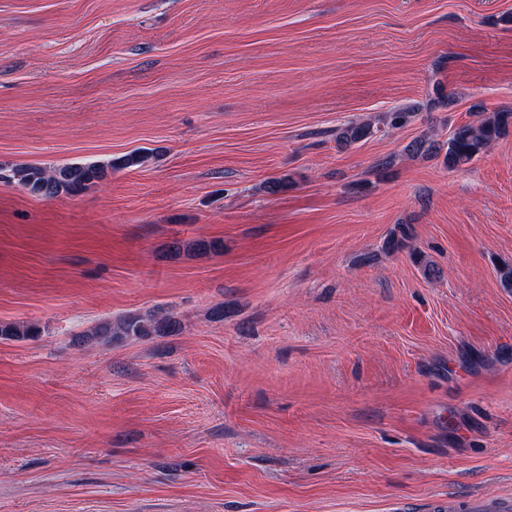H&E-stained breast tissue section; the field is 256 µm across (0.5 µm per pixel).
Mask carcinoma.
<instances>
[{
  "instance_id": "carcinoma-1",
  "label": "carcinoma",
  "mask_w": 512,
  "mask_h": 512,
  "mask_svg": "<svg viewBox=\"0 0 512 512\" xmlns=\"http://www.w3.org/2000/svg\"><path fill=\"white\" fill-rule=\"evenodd\" d=\"M415 113V107L409 106L365 119L350 121L335 130L336 144L351 146L368 140L374 134L387 128H399L406 125ZM479 118L458 125L448 137L440 143L424 134L407 146L413 155L444 154V164L455 169L471 163L487 152L497 141L512 131V111L508 109L494 112L477 111ZM147 156L131 153L108 162H86L63 164L45 168L29 164H15L7 169L0 167V181L17 183L34 196L53 198L61 194L78 193L91 185L105 180L117 169L140 166ZM178 322L168 315H136L120 319L114 323L98 324L93 334L107 341L153 334H168L176 331ZM41 330L34 324H0V339L20 340L34 338Z\"/></svg>"
}]
</instances>
